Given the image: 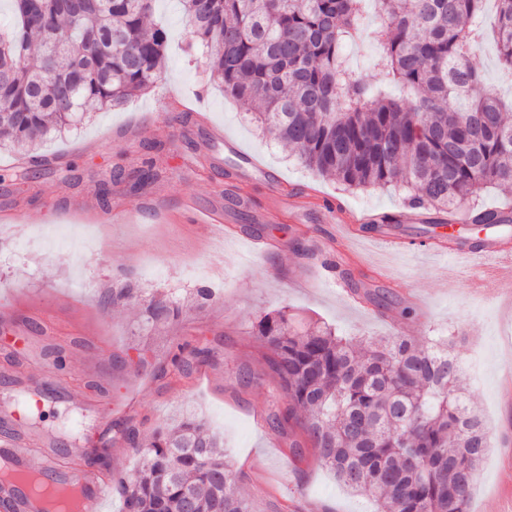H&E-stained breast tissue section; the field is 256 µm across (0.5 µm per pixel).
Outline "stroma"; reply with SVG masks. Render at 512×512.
Here are the masks:
<instances>
[{
  "mask_svg": "<svg viewBox=\"0 0 512 512\" xmlns=\"http://www.w3.org/2000/svg\"><path fill=\"white\" fill-rule=\"evenodd\" d=\"M154 19L171 34L163 81L46 138L36 150L46 161L36 181L0 179V208L24 215L23 223L0 224V298L24 287L27 303L52 310L68 332L56 344L36 316L0 319V399L25 404L22 437L95 445L88 407L99 403L111 404L115 422L142 430L194 414L223 437L255 512H376L311 458L294 460L287 435L267 425L274 383L252 329L285 304L345 337H455L490 446L469 512H504L512 505V282L497 278L499 260L434 254L448 238V217L419 210L406 219L401 184L348 190L299 164L256 129L250 105L225 98L204 61L186 52L179 0H158ZM471 62L484 74L474 95L512 98V75L492 42L479 44ZM169 95L187 111H163ZM213 126L225 138L211 144ZM149 159L165 176L130 192V176ZM63 163L71 166L66 180ZM104 188L110 210L136 204L139 217L115 226L71 216L45 223L47 205ZM187 199L221 211L222 230L183 220ZM319 247L346 291L315 264ZM149 261L160 275L142 273ZM218 279L223 294L197 303V289ZM361 290L387 292L390 306L358 298ZM157 296L178 311L155 329L143 313ZM199 346L211 348V358L173 376V355ZM31 383L45 391L40 404L28 401Z\"/></svg>",
  "mask_w": 512,
  "mask_h": 512,
  "instance_id": "stroma-1",
  "label": "stroma"
}]
</instances>
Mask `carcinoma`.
I'll list each match as a JSON object with an SVG mask.
<instances>
[{
  "mask_svg": "<svg viewBox=\"0 0 512 512\" xmlns=\"http://www.w3.org/2000/svg\"><path fill=\"white\" fill-rule=\"evenodd\" d=\"M11 2L13 25L0 31V149L25 157L90 107L124 105L161 79L170 35L151 20L155 0ZM362 2L181 0L188 53L206 59L225 96L253 104L261 132L347 187L399 181L412 208L451 214L488 187L512 186V103L469 96L483 82L469 56L486 0H374L382 23L367 34ZM495 2L499 61L512 70V0ZM362 36L380 43L373 81L343 56ZM161 177L149 159L132 190ZM511 222L477 210L463 243L476 249L479 232ZM145 313L156 325L174 317L162 297ZM253 336L288 399L269 424L302 431L293 458L311 446L380 512H469L489 443L451 353L455 337L354 341L286 306ZM112 443L140 458L111 477L122 512H253L224 440L199 417L147 433L117 425Z\"/></svg>",
  "mask_w": 512,
  "mask_h": 512,
  "instance_id": "carcinoma-1",
  "label": "carcinoma"
}]
</instances>
